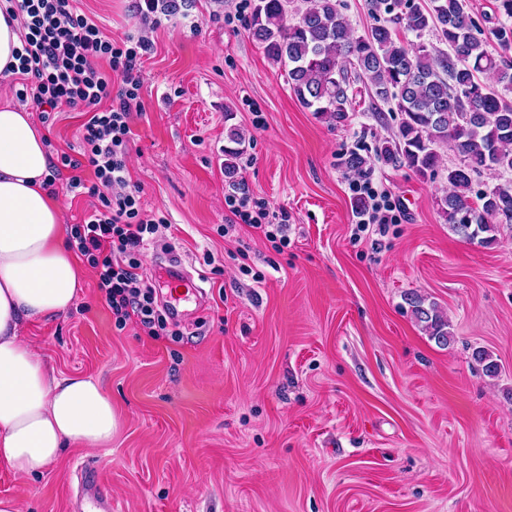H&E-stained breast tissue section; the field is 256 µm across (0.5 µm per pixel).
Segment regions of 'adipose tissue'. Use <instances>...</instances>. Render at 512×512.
I'll return each instance as SVG.
<instances>
[{"label": "adipose tissue", "mask_w": 512, "mask_h": 512, "mask_svg": "<svg viewBox=\"0 0 512 512\" xmlns=\"http://www.w3.org/2000/svg\"><path fill=\"white\" fill-rule=\"evenodd\" d=\"M50 176L31 113L1 105L0 464L23 475L43 472L65 445L110 444L117 424L98 380L56 375L19 336L25 321L67 312L82 285Z\"/></svg>", "instance_id": "1"}]
</instances>
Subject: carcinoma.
Here are the masks:
<instances>
[{
    "label": "carcinoma",
    "instance_id": "1",
    "mask_svg": "<svg viewBox=\"0 0 512 512\" xmlns=\"http://www.w3.org/2000/svg\"><path fill=\"white\" fill-rule=\"evenodd\" d=\"M292 0H254L249 34L268 60L288 68V83L302 107L338 123L348 118L349 91L364 84L372 104L395 105L400 115L394 138L383 141L375 156L384 163L406 165L425 176L437 171L439 149L451 144L460 164L448 168V192L440 197L441 214L462 237L496 241L503 225L512 227V182L497 184L470 197L472 176L512 171V60L489 49L494 39L504 50L512 47V0H496L505 22L482 38L465 0H367L382 23L362 35L352 30L336 8V0H303L298 21L288 23ZM416 37L435 31L448 50L423 43L412 47L395 26ZM224 148V173H235L234 159L244 137L232 128ZM352 173H364L370 157L357 150L343 160ZM416 322L440 346L448 345V316L436 303L409 293ZM474 359L488 377L498 375L491 355L477 350Z\"/></svg>",
    "mask_w": 512,
    "mask_h": 512
}]
</instances>
